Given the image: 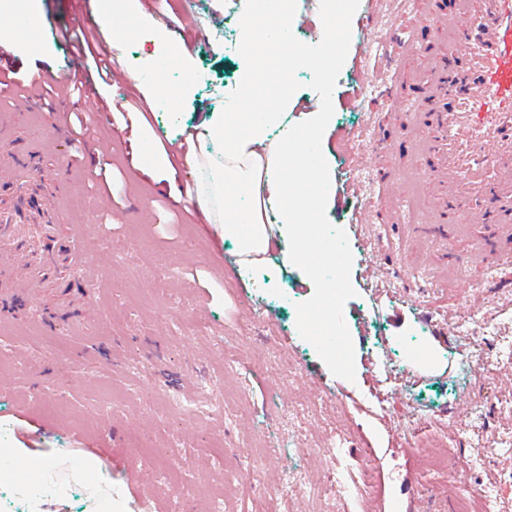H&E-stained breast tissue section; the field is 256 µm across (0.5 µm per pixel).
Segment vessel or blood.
<instances>
[{
    "label": "vessel or blood",
    "mask_w": 512,
    "mask_h": 512,
    "mask_svg": "<svg viewBox=\"0 0 512 512\" xmlns=\"http://www.w3.org/2000/svg\"><path fill=\"white\" fill-rule=\"evenodd\" d=\"M89 0H72V8L59 33L79 49V36L93 23ZM458 29L452 53L466 64L467 79L452 86L436 80L432 95L438 104L434 125L437 164L429 180L446 183L459 201L467 205V221L481 224L486 212L481 203L491 200L498 222L495 248L468 244L462 255H451L448 264L459 261L486 265L503 271L512 265V0H467L458 14L432 18L437 37H445L448 24ZM96 76L62 64L53 82L59 90L83 84L86 97L96 100ZM12 149L0 150V183L11 187V196L0 198V264L17 269L9 284L13 295L23 297L31 286V265H50L58 253L52 247L55 227L43 193L30 189V169L11 161Z\"/></svg>",
    "instance_id": "b4317fda"
}]
</instances>
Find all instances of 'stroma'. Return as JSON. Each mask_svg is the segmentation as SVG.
I'll return each instance as SVG.
<instances>
[{
    "label": "stroma",
    "mask_w": 512,
    "mask_h": 512,
    "mask_svg": "<svg viewBox=\"0 0 512 512\" xmlns=\"http://www.w3.org/2000/svg\"><path fill=\"white\" fill-rule=\"evenodd\" d=\"M0 12V37L18 57L37 54V70L54 76L64 48L55 36L69 0H41L35 25L15 26L29 0ZM203 33L161 76L154 99L136 79L151 80L154 35L176 19L179 0H128L108 11L120 31L112 67L139 100L142 146L167 151L177 169L174 188L143 178L131 162L125 120L111 83L97 96L111 104L97 138L112 139L103 164L112 190L94 185L86 160H74L70 128H56L54 111L23 99L0 98V144L39 151L43 188L76 242L83 265L44 269L17 314L0 316V452L27 447L49 458L83 450L103 463L124 512H319L318 502L281 487L291 470L318 473L327 450L337 476L362 469L373 482L347 491L334 512H456L469 490L512 512V277L482 267L464 283L448 279V256L417 246L425 236L464 223L448 200L441 219L417 216L395 224L390 191L407 172L432 168L417 158L428 134L413 110L432 113L434 80L427 62L460 80L463 59L437 39L430 19L454 0H358L330 9L323 0H288L299 22L289 43L329 32L336 66L277 64L280 46L256 43L271 60L242 112L272 107L280 94L294 106L291 127H303L317 102L329 100L332 120L322 134V171L335 194L316 229L335 249L336 277H316L307 259L283 265L287 243L274 238L265 264L247 272L235 247L195 209L175 202L194 185L184 161L182 132L233 104L247 36L239 19L250 0H190ZM387 24L405 58L373 49L371 33ZM371 70L370 93L359 97L358 75ZM372 174L360 188L361 170ZM330 311L340 328L323 346L307 330L311 315ZM392 373L389 387L378 384ZM294 410L301 427L284 421ZM415 414L414 431L401 430ZM446 466L427 469L423 449ZM145 483L117 479L130 458ZM55 481L71 493L42 500V512H97L95 478L72 481L58 466Z\"/></svg>",
    "instance_id": "1"
}]
</instances>
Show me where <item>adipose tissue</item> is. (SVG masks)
Instances as JSON below:
<instances>
[{
  "mask_svg": "<svg viewBox=\"0 0 512 512\" xmlns=\"http://www.w3.org/2000/svg\"><path fill=\"white\" fill-rule=\"evenodd\" d=\"M242 24L248 29L264 26L270 42L284 43L291 17L284 0H255L253 13L245 16ZM288 107L284 99L267 112L247 115L228 111L186 138L189 168L224 171L223 180L199 190L197 206L206 222L218 225L224 239L235 244L238 263L244 269L263 263L272 244L270 229H277L284 238L299 234L297 203H305L315 220L330 196L311 164L318 154L322 122L317 119L300 130H285ZM206 141L223 142V158L197 157L196 144ZM274 198L280 205L270 216L266 203Z\"/></svg>",
  "mask_w": 512,
  "mask_h": 512,
  "instance_id": "ef3b65f1",
  "label": "adipose tissue"
}]
</instances>
